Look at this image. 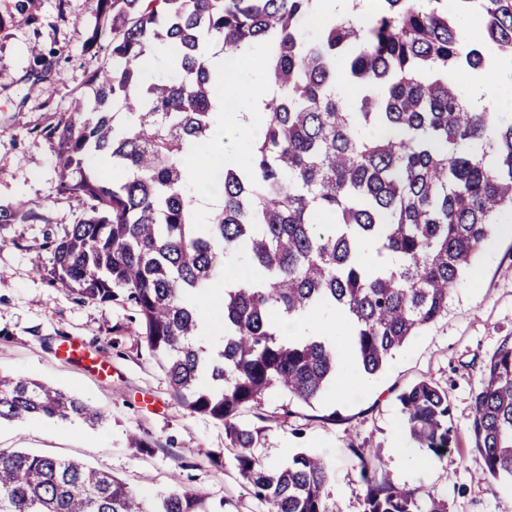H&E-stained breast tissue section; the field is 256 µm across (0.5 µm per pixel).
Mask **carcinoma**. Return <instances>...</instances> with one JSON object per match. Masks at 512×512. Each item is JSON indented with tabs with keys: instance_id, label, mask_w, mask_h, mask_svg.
<instances>
[{
	"instance_id": "1",
	"label": "carcinoma",
	"mask_w": 512,
	"mask_h": 512,
	"mask_svg": "<svg viewBox=\"0 0 512 512\" xmlns=\"http://www.w3.org/2000/svg\"><path fill=\"white\" fill-rule=\"evenodd\" d=\"M380 0L367 27L330 19L313 37L302 23L322 0H96L87 49L106 50L88 106L46 131L56 142L59 192L85 200V217L46 240L50 287L81 303L128 305L141 338L186 408L224 423L240 475L272 512H337L331 467L299 453L276 468L254 455L258 432L237 424L270 390L306 404L351 364L374 376L393 352L448 314V296L512 215V120L468 106L448 70L497 65L512 75V0ZM477 14L481 41L461 17ZM262 48L272 93L245 139L249 166L222 169V201L205 220L186 192L200 182L186 157L209 146L222 85L209 55ZM168 51L172 79H148V51ZM31 73L53 58L30 49ZM359 86L345 95L336 81ZM107 155L102 178L95 159ZM393 257L370 267L363 254ZM259 280L224 292V339L200 341L196 305L238 263ZM334 312L351 328L347 352L331 340L284 336L279 320ZM474 449L484 474L512 484V345L482 369ZM409 436L448 453V394L420 381L399 397ZM104 414L39 381L0 373V421ZM361 460L364 512H448L376 479L378 451ZM0 512H217L200 491L146 501L119 478L76 461L0 450Z\"/></svg>"
}]
</instances>
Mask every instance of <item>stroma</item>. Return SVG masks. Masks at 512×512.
I'll use <instances>...</instances> for the list:
<instances>
[{"label":"stroma","instance_id":"obj_1","mask_svg":"<svg viewBox=\"0 0 512 512\" xmlns=\"http://www.w3.org/2000/svg\"><path fill=\"white\" fill-rule=\"evenodd\" d=\"M92 0H35L40 29L0 0V205L26 221L0 226V373L57 385L100 407L108 417L94 429L81 421L33 417L0 423V450L24 449L75 459L111 473L151 498L173 488L207 493L224 512H271L257 501L234 466L223 423L187 410L165 371L139 336L133 311L114 302L88 305L51 288L39 275L52 255L46 238L63 236L87 209L58 193L54 140L42 136L75 112L101 56L86 51ZM84 20V27L73 24ZM56 48L53 73L29 72L28 45ZM95 347L112 365L99 377L57 355L62 337ZM512 342V237L493 234L469 277L448 300V313L395 352L380 377L359 378L347 368L313 405L266 394L239 418L258 433L255 454L268 467L304 451L332 464L329 494L339 512H363L360 461L349 447L377 448L378 477L420 497L448 500L449 512H512V492L492 487L472 450V398L485 364ZM428 380L448 393L450 451L440 460L409 441L399 396ZM144 448L127 445L129 433ZM407 448L396 457L395 441Z\"/></svg>","mask_w":512,"mask_h":512}]
</instances>
